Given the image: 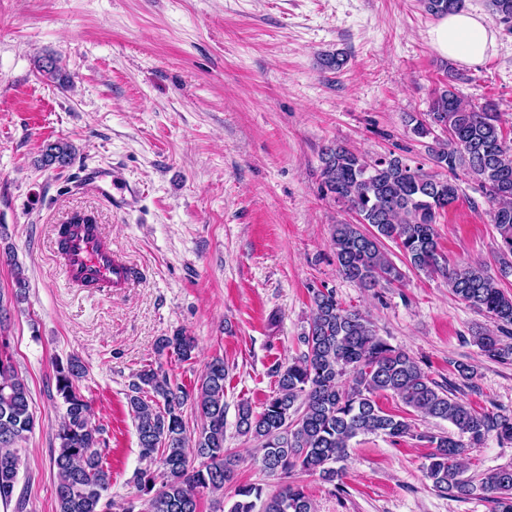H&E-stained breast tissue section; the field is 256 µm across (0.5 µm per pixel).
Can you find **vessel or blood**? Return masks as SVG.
<instances>
[{
  "instance_id": "obj_1",
  "label": "vessel or blood",
  "mask_w": 512,
  "mask_h": 512,
  "mask_svg": "<svg viewBox=\"0 0 512 512\" xmlns=\"http://www.w3.org/2000/svg\"><path fill=\"white\" fill-rule=\"evenodd\" d=\"M59 264L64 278L74 287L87 283L108 293L129 287L134 278L131 265L113 253L100 226L91 223L69 224Z\"/></svg>"
}]
</instances>
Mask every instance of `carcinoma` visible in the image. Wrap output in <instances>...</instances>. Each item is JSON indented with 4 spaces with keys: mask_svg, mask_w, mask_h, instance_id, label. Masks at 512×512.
Listing matches in <instances>:
<instances>
[{
    "mask_svg": "<svg viewBox=\"0 0 512 512\" xmlns=\"http://www.w3.org/2000/svg\"><path fill=\"white\" fill-rule=\"evenodd\" d=\"M424 11L443 17L465 8V0H420ZM493 14L512 23V0H488ZM414 134L434 136L431 160L454 174L475 177L489 204L490 222L500 236L503 264L512 256V141L506 140L501 114L490 104L465 102L450 85L438 88L428 112L407 115ZM440 135H435V131ZM72 146H46L42 165L66 166ZM323 196L346 205L356 223L333 226L332 250L339 273L364 289L401 282L405 273L389 257L385 242L399 247L413 269L448 280L451 293L485 315L496 333L474 337L490 358L512 360V294L504 291L484 266L441 262L435 224L446 211L448 192L458 200V186L413 166L391 152L371 162L341 144H329L321 155ZM306 347L285 367H276V390L256 411L248 402L237 409L238 433L259 444L261 464L288 482L271 494L256 484H237L238 455L224 447V359L215 358L193 390L174 383L161 359L195 358V337L179 329L155 344L156 364H148L131 384L127 405L135 421L140 460L136 472L143 498L120 506L121 512H199L205 494L224 496L234 486L228 512H314L297 474H317L329 483L342 481L339 463L351 441L362 435L389 438L416 436L433 452L424 466L436 491L456 499L479 498L491 512H512V465L467 475L466 452L490 436L512 443V415L478 411L433 381L407 352L377 334L370 318L345 307L334 291L312 289V317L303 333ZM85 373L73 357L55 367L57 395L65 416L52 457L56 475V512H104L103 497L112 474L103 465V428L92 422V408L78 381ZM390 393L414 414L450 423L457 434H414L404 417L385 412L377 396ZM201 426L187 429L186 407ZM35 427L26 380L11 355L0 349V502L12 501L21 465L20 444Z\"/></svg>",
    "mask_w": 512,
    "mask_h": 512,
    "instance_id": "cac0c4a2",
    "label": "carcinoma"
}]
</instances>
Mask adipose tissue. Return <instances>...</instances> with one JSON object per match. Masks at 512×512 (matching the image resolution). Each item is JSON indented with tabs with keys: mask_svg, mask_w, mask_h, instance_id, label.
I'll return each mask as SVG.
<instances>
[{
	"mask_svg": "<svg viewBox=\"0 0 512 512\" xmlns=\"http://www.w3.org/2000/svg\"><path fill=\"white\" fill-rule=\"evenodd\" d=\"M429 39L439 54L472 66L484 60L495 45L496 35L481 15L461 11L439 20L430 30Z\"/></svg>",
	"mask_w": 512,
	"mask_h": 512,
	"instance_id": "adipose-tissue-1",
	"label": "adipose tissue"
}]
</instances>
